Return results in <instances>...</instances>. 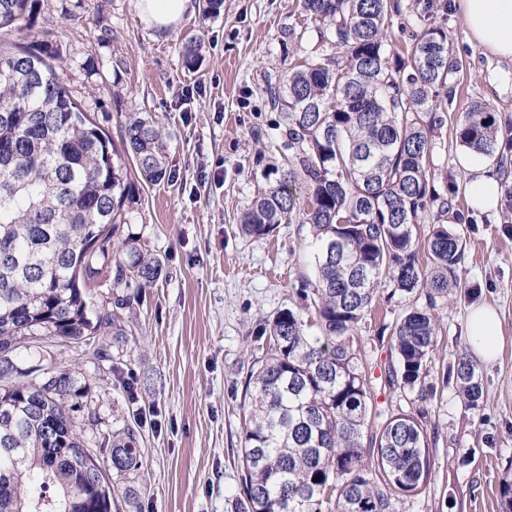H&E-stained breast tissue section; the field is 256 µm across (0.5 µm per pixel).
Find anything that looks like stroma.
Returning a JSON list of instances; mask_svg holds the SVG:
<instances>
[{"label":"stroma","mask_w":512,"mask_h":512,"mask_svg":"<svg viewBox=\"0 0 512 512\" xmlns=\"http://www.w3.org/2000/svg\"><path fill=\"white\" fill-rule=\"evenodd\" d=\"M444 28L453 56L467 65L440 91L432 136L436 187L455 183L456 214L445 224L460 234L461 287L436 314L443 327L437 365L470 353L466 317L487 304L502 316L503 350L480 364L484 397L466 408L454 388L429 407L430 485L408 498L404 512H506L501 494L512 480V167L501 169L502 192L489 211L473 209L470 179L459 163L462 115L476 101L496 118L501 142L512 140V95L494 79L512 62L471 46L448 8L428 20ZM56 41L75 102L122 145L127 113L162 114L168 179L137 183L124 207L120 237H133L163 264L160 279L142 291L135 309H115L112 268L92 290L96 308L116 310L128 330L122 346L98 341L110 360L63 342L21 349L20 367L73 369L90 388L73 428L101 463H109L112 435L138 424L143 467L141 496L130 512H237L241 471L243 386L263 354L253 331L262 319L294 306L313 275L304 246L306 227L282 224L265 238L244 235L243 213L279 161L272 144L278 117L267 90L278 85L317 42L299 0H224L219 15L193 11L159 36L139 19L136 0H40L30 28L0 30V42ZM201 43L194 69L183 65L189 40ZM397 303L378 300L358 346L381 377L395 362L374 332L393 321Z\"/></svg>","instance_id":"obj_1"}]
</instances>
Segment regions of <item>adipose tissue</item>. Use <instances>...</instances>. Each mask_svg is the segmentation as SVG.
<instances>
[{"label": "adipose tissue", "instance_id": "adipose-tissue-1", "mask_svg": "<svg viewBox=\"0 0 512 512\" xmlns=\"http://www.w3.org/2000/svg\"><path fill=\"white\" fill-rule=\"evenodd\" d=\"M453 6L471 44L490 56L512 61V0H453ZM136 8L145 24L161 36L193 11L192 0H136ZM461 164L470 172L467 196L471 206L479 210L495 207L501 190L497 173L476 154L463 155ZM467 334L480 361H495L503 344L501 318L495 308H472Z\"/></svg>", "mask_w": 512, "mask_h": 512}]
</instances>
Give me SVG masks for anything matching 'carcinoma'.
Returning <instances> with one entry per match:
<instances>
[{"instance_id": "carcinoma-1", "label": "carcinoma", "mask_w": 512, "mask_h": 512, "mask_svg": "<svg viewBox=\"0 0 512 512\" xmlns=\"http://www.w3.org/2000/svg\"><path fill=\"white\" fill-rule=\"evenodd\" d=\"M39 0H0V29L36 14ZM321 53L301 60L270 93L279 112L280 165L244 213L240 228L263 238L280 224L308 226L315 277L299 302L258 323L266 354L244 384L240 436L243 512H401L431 478L428 410L380 418L370 368L356 342L380 287L411 303L389 331L396 364L383 388L432 404L438 386L455 385L465 406L482 397L468 356L433 381L441 327L438 302L461 287L460 234L432 224L456 206L430 167L429 131L438 91L463 72L444 30L423 27L404 49L391 39L398 0H300ZM59 45L42 41L0 49V512H111L139 489L126 483L143 466L138 430L112 437V478L87 467L70 411L75 372L19 367L22 347L59 337L85 346L126 335L117 316L90 308L79 282L95 283L102 244L116 234L133 186L112 140L74 101ZM166 132L158 118L127 116L122 143L142 180L165 179ZM464 147L505 163L489 107L472 103L457 127ZM427 261L421 262V247ZM115 307L140 303L161 262L132 238L112 247Z\"/></svg>"}]
</instances>
